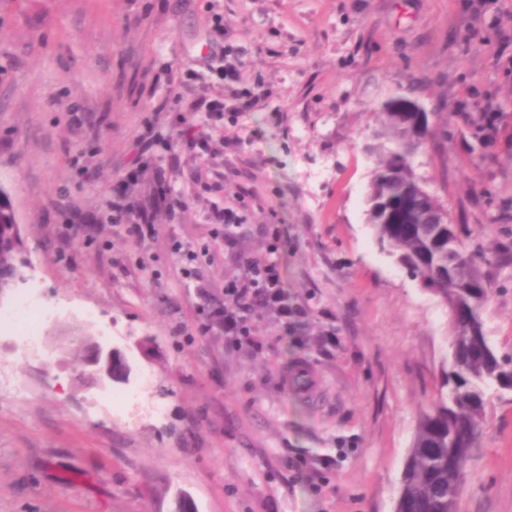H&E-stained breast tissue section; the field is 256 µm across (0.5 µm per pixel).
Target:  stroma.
I'll return each instance as SVG.
<instances>
[{"label":"stroma","mask_w":512,"mask_h":512,"mask_svg":"<svg viewBox=\"0 0 512 512\" xmlns=\"http://www.w3.org/2000/svg\"><path fill=\"white\" fill-rule=\"evenodd\" d=\"M229 69L247 110L180 112ZM399 97L434 115L415 173L485 252L482 319L512 356V0H0V186L26 263L0 309L34 296L53 312L44 353L0 331V512H174L183 496L195 512H393L453 336L365 222ZM185 125L205 148L168 149ZM224 209L241 218L229 234L211 222ZM271 224L306 345L263 311L267 347L226 348L202 312L267 259ZM188 249L207 255L190 268ZM92 339L128 380L91 379ZM458 512H512V393L487 405Z\"/></svg>","instance_id":"1"}]
</instances>
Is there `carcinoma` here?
<instances>
[{
  "instance_id": "cac0c4a2",
  "label": "carcinoma",
  "mask_w": 512,
  "mask_h": 512,
  "mask_svg": "<svg viewBox=\"0 0 512 512\" xmlns=\"http://www.w3.org/2000/svg\"><path fill=\"white\" fill-rule=\"evenodd\" d=\"M383 118L391 147L379 159L369 193L382 210H391L392 218L387 224L380 213L372 217L377 240L389 243L408 260H423L417 273L444 289L460 287L474 278L487 279L480 264V248L463 242L450 223H429L431 212H448L438 198L414 211L406 206L404 197L416 179L411 163L426 139L413 143V131L401 127L395 112H385ZM12 229L11 215L0 211V270L9 273L0 279V294L12 287L26 267L13 243ZM504 363L512 364V356L488 359L474 354L451 366L448 390L439 393L419 415L402 475L399 512H448V454L457 449L460 419L475 423L483 419L489 386Z\"/></svg>"
}]
</instances>
